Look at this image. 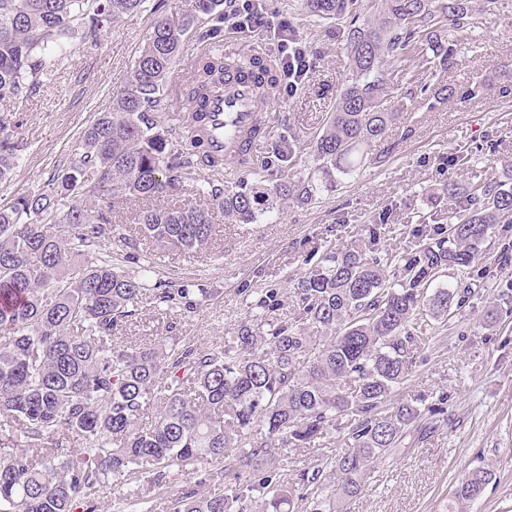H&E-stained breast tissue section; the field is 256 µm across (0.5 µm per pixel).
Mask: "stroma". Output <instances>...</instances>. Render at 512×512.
<instances>
[{
    "instance_id": "obj_1",
    "label": "stroma",
    "mask_w": 512,
    "mask_h": 512,
    "mask_svg": "<svg viewBox=\"0 0 512 512\" xmlns=\"http://www.w3.org/2000/svg\"><path fill=\"white\" fill-rule=\"evenodd\" d=\"M154 3L145 0L123 15L102 32L98 46L75 44L36 94L12 102L18 120L14 135L25 150L12 178L0 183V205L43 186L67 164L84 128L124 85L152 30ZM470 6L471 27L459 43L456 65L434 71L413 60L390 69L388 84L407 97L385 143L367 147L360 169L339 178L336 186L321 187L315 203L291 201L260 223L236 224L227 222L208 197L188 194V201L222 227V244L210 254L162 253L157 276L216 294L200 307L175 312L158 310L152 295H144L136 314L117 330L118 339L148 346L186 342L202 350L223 346L241 323L264 324L256 302L265 288L282 292L275 317L293 321V284L319 262L327 240L345 244L373 229L379 248L403 251L420 216L454 211V199L442 190L448 178L465 187L511 178L512 0H471ZM268 8L294 26L316 65L296 92L278 88L280 119L257 149L255 169L263 170L287 140L294 149L293 172L316 180L320 173L311 140L352 77L347 21L317 20L303 0H269ZM442 85L472 87L476 95L439 104L432 92ZM387 144L394 151L385 161L380 154ZM141 208L134 201L121 209L122 236L99 250L131 274L138 266L128 255L149 250L137 232ZM511 245L512 224L496 225L470 268L446 271L435 280L438 288L460 280L483 282L468 307L449 311L447 328L417 362L413 391L432 402L447 395L448 420L376 464L347 512H446L452 486L478 466L492 470L494 479L471 512H512V265L498 263ZM494 307L501 315L487 322L486 312ZM337 450L331 438H322L277 460L275 469L289 476L325 463Z\"/></svg>"
}]
</instances>
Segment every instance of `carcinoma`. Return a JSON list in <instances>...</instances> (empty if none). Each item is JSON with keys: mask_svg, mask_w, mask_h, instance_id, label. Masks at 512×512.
Listing matches in <instances>:
<instances>
[{"mask_svg": "<svg viewBox=\"0 0 512 512\" xmlns=\"http://www.w3.org/2000/svg\"><path fill=\"white\" fill-rule=\"evenodd\" d=\"M143 0H0V181L8 178L24 145L14 139L11 100L43 83L68 57L73 40L112 28ZM320 19L352 14L354 0H304ZM224 25V0H185L157 17L112 105L85 128L67 167L42 188L0 207V512H97L109 480L143 474L156 486L171 471L185 475L220 460L224 491L199 497L181 490L173 512H247L250 493L267 490L263 512H290L294 488L280 483L271 462L329 433L340 452L323 467L296 474L310 488L312 512L358 496L371 465L387 458L427 416L438 427L447 414L440 396L407 392L418 354L433 337L416 327L427 308L436 320L466 305L476 283L459 281L428 293L447 270L471 266L476 247L497 224H512V185H476L445 226L421 225L399 253L362 236L338 248L328 242L320 262L294 283L297 320L266 329L241 324L222 347L138 346L114 333L152 292L168 310L206 299L178 281L155 282V255L131 275L95 248L119 234L116 201L149 204L139 220L160 249L199 251L217 243L209 212L165 206L185 183L215 202L224 217L257 222L292 198L304 205L317 184L292 178L224 184V168L249 163L256 124L223 152L211 130L209 95L221 87L224 57L206 52ZM470 28L468 0H381L375 23L351 20L346 50L352 80L313 139V157L325 184L354 174L363 148L385 139L398 118L385 72L416 56L452 66L459 36ZM196 37L191 103L178 126L161 127L168 112V77L181 48ZM262 76L276 61L256 58ZM161 404L154 423L139 424L144 407ZM85 443L82 448L73 441ZM492 480L469 472L451 492L448 512H468Z\"/></svg>", "mask_w": 512, "mask_h": 512, "instance_id": "obj_1", "label": "carcinoma"}]
</instances>
